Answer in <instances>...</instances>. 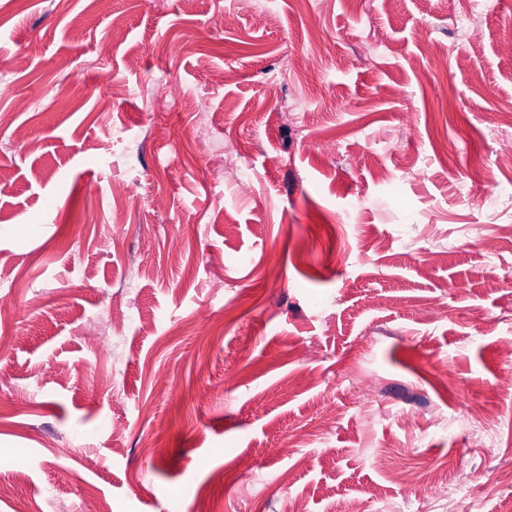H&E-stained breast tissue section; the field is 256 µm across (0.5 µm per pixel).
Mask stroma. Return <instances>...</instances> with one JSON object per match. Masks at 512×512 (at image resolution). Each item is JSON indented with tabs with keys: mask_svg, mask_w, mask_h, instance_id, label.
<instances>
[{
	"mask_svg": "<svg viewBox=\"0 0 512 512\" xmlns=\"http://www.w3.org/2000/svg\"><path fill=\"white\" fill-rule=\"evenodd\" d=\"M507 42L512 0H0V512H512Z\"/></svg>",
	"mask_w": 512,
	"mask_h": 512,
	"instance_id": "stroma-1",
	"label": "stroma"
}]
</instances>
